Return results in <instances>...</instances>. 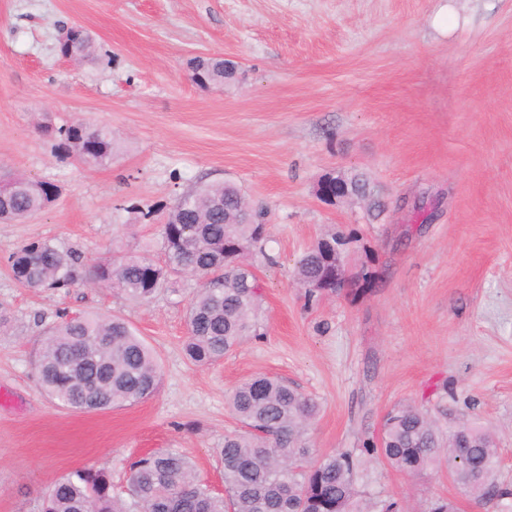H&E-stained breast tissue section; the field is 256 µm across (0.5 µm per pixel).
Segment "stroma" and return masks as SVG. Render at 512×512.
Here are the masks:
<instances>
[{"mask_svg": "<svg viewBox=\"0 0 512 512\" xmlns=\"http://www.w3.org/2000/svg\"><path fill=\"white\" fill-rule=\"evenodd\" d=\"M76 22L94 60L57 51ZM199 56L231 61L233 78L195 85ZM76 121L111 128L110 163L56 154L37 129ZM0 168L58 189L50 208L0 223V512H40L48 487L78 468L123 486L131 461L164 448L223 492L215 450L240 427L227 398L256 374L317 400L316 452L379 439L386 414L413 404L445 432L487 426L512 485V0H0ZM330 171L364 176L387 212L324 201ZM215 183L264 208L269 235L251 257L256 334L217 364L183 351L196 276L134 304L87 282L25 288L9 272L32 239L88 265L162 259L169 208ZM332 229L347 239V274L369 281L311 303L296 263ZM59 310L129 320L158 354L157 393L91 412L41 395L34 316ZM356 482L362 512L392 496L405 512L439 498L482 512L444 467L411 475L372 456Z\"/></svg>", "mask_w": 512, "mask_h": 512, "instance_id": "obj_1", "label": "stroma"}]
</instances>
